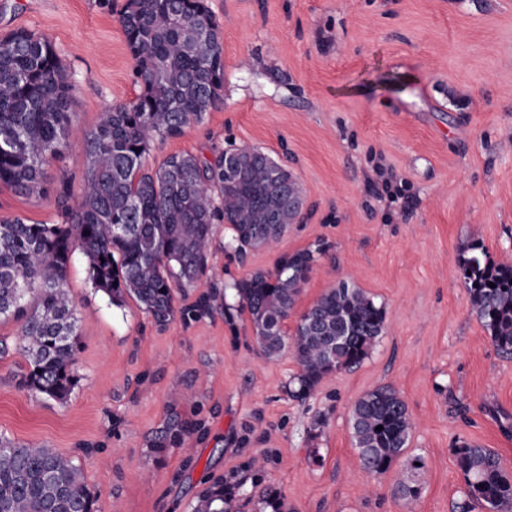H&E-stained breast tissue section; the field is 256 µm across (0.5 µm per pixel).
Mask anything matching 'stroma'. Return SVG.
I'll return each instance as SVG.
<instances>
[{
    "label": "stroma",
    "mask_w": 512,
    "mask_h": 512,
    "mask_svg": "<svg viewBox=\"0 0 512 512\" xmlns=\"http://www.w3.org/2000/svg\"><path fill=\"white\" fill-rule=\"evenodd\" d=\"M125 0H0V35L47 37L73 86L69 147L52 160L51 191L0 184V218L62 221L55 185L77 206L87 158L81 136L140 86L120 26ZM222 32L224 87L183 135L154 142L145 166L191 153L256 147L299 181L303 208L280 242L238 256L214 227L207 267L176 293L191 304L229 278L271 271L321 248L285 322L332 283L348 282L385 311V329L355 369L290 395V351L267 358L248 312L223 310L156 326L134 301L113 305L81 252L66 280L75 302L78 382L65 402L19 384L17 352L0 355V437L43 445L84 471L94 512H190L210 480L249 455L272 454L266 481L289 512H488L467 502L455 450L495 451L512 471V359L471 309L457 257L480 241L512 263V0H208ZM405 183L387 205L375 165ZM393 386L416 423L408 472L397 459L365 480L351 409ZM204 420L205 434L163 452L149 446L169 418ZM254 426L241 445L244 426ZM420 488L408 499L407 482Z\"/></svg>",
    "instance_id": "stroma-1"
}]
</instances>
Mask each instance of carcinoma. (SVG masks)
Segmentation results:
<instances>
[{
  "label": "carcinoma",
  "mask_w": 512,
  "mask_h": 512,
  "mask_svg": "<svg viewBox=\"0 0 512 512\" xmlns=\"http://www.w3.org/2000/svg\"><path fill=\"white\" fill-rule=\"evenodd\" d=\"M119 22L141 90L83 132L88 169L81 202L69 207L62 184V223L0 219V318L22 322L16 349L26 370L19 382L57 401L77 384L78 334L66 287L73 247L84 255L94 286L112 302L129 298L165 326L174 317L177 283L192 282L205 269L214 225L230 226L228 246L243 256L278 243L299 216L288 211V197L302 198L292 173L259 149L225 150L213 163L174 154L146 169L143 158L153 141L182 135L220 97L222 35L207 0H126ZM72 90L47 38L27 30L0 38V182L26 195L46 192V166L72 136ZM227 158L242 163L228 169ZM476 249L473 243L457 258L471 309L497 351L512 358V265L481 259L472 254ZM318 253L295 252L275 271L257 270L229 285L264 355L291 349L300 398L325 377L359 366L385 327L384 309L342 281L300 315L293 333L284 330ZM217 298L216 291L202 293L181 309L183 320L208 315ZM351 422L368 479L404 454L414 429L406 403L390 385L362 395ZM205 431L203 420L189 429L173 421L155 433L151 448L160 453ZM456 461L469 498L494 512H512V472L495 452L466 443ZM268 463L264 456L250 457L240 470L216 478L191 512H240L241 471L262 486L263 507L288 512L281 492L262 485ZM0 512H93V497L71 459L44 446L1 440Z\"/></svg>",
  "instance_id": "1"
}]
</instances>
